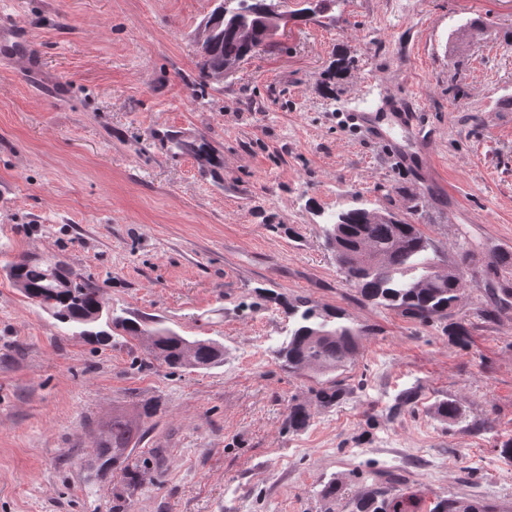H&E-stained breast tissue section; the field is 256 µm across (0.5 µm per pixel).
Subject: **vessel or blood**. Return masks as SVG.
<instances>
[{
    "label": "vessel or blood",
    "instance_id": "b4317fda",
    "mask_svg": "<svg viewBox=\"0 0 512 512\" xmlns=\"http://www.w3.org/2000/svg\"><path fill=\"white\" fill-rule=\"evenodd\" d=\"M351 119L372 140L388 148L403 167L420 175L427 172L429 141L412 104L404 101L387 110H357Z\"/></svg>",
    "mask_w": 512,
    "mask_h": 512
}]
</instances>
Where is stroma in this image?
I'll return each mask as SVG.
<instances>
[{
  "label": "stroma",
  "instance_id": "1",
  "mask_svg": "<svg viewBox=\"0 0 512 512\" xmlns=\"http://www.w3.org/2000/svg\"><path fill=\"white\" fill-rule=\"evenodd\" d=\"M214 0H0L57 92L34 94L0 48V512H351L368 472H392L418 512L439 499L512 512V306L487 267L512 256V0H337L290 23L220 80L196 40ZM477 19L480 33L459 38ZM411 99L434 174L370 145L355 110ZM180 138L183 149L173 147ZM387 209L473 279L449 320L467 345L361 299L326 241L331 212ZM57 257L106 301L211 338L224 360L172 369L113 333L62 335L3 269ZM342 311L358 348L322 379L275 355L288 332L270 293ZM410 405L399 406L402 393ZM454 401L451 424L434 413ZM143 419L129 498L96 474L113 413ZM305 404L310 424L286 425ZM345 488L321 499L324 482Z\"/></svg>",
  "mask_w": 512,
  "mask_h": 512
}]
</instances>
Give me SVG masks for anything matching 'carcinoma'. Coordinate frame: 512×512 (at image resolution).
I'll return each mask as SVG.
<instances>
[{
  "label": "carcinoma",
  "mask_w": 512,
  "mask_h": 512,
  "mask_svg": "<svg viewBox=\"0 0 512 512\" xmlns=\"http://www.w3.org/2000/svg\"><path fill=\"white\" fill-rule=\"evenodd\" d=\"M265 4L266 0H220L221 11L212 15L213 47L206 62L199 65L201 80L222 71L234 72L265 44L269 24ZM326 232L336 266L348 285L364 300L397 309L421 323L448 317L468 282L469 249L461 248L458 259L440 276L431 240L396 213L387 211L382 217L373 209L351 207L332 213ZM366 253L375 259L371 266L362 263L361 256ZM5 275L27 299L60 323L67 336L89 332L98 337L119 329L131 340L147 343L149 351L172 369H207L224 358V345L215 340H190L160 322L149 326L125 311L117 314L109 309L97 322L89 321L99 310L100 288L59 261L23 255L6 266ZM282 305L290 327L277 355L289 371L325 376L345 365L356 349L358 329L342 322L343 313L319 311L300 297ZM343 396V388L334 382L316 392L322 405H334ZM436 413L446 421L461 417L460 408L449 400L438 402ZM310 419L304 405L288 407V429L303 430ZM141 437L140 422L123 414L112 415V422L96 441L101 467L121 464L126 474H133L137 463L131 455ZM396 484L386 479L354 494L351 512H414V503L396 493ZM433 512H483V507L446 499L437 502Z\"/></svg>",
  "instance_id": "carcinoma-1"
}]
</instances>
